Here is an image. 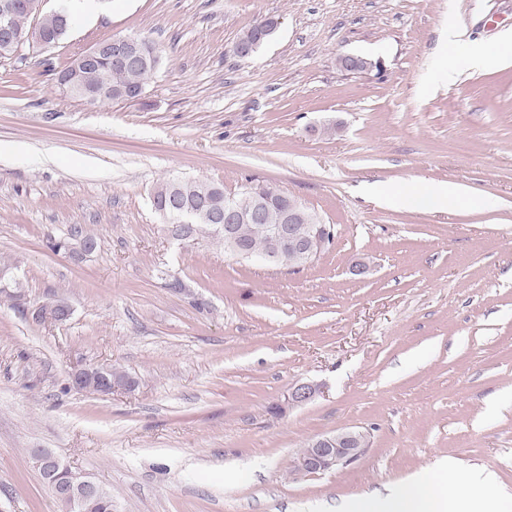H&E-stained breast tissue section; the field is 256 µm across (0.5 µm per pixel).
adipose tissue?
<instances>
[{
    "mask_svg": "<svg viewBox=\"0 0 512 512\" xmlns=\"http://www.w3.org/2000/svg\"><path fill=\"white\" fill-rule=\"evenodd\" d=\"M462 193V188L451 182H413L387 193L385 200L403 207L447 211L456 205ZM459 480L466 485V492L449 494L448 485ZM488 485L489 478L483 472L463 474L445 466L396 484L387 496L369 495L352 500L344 505L343 512H482Z\"/></svg>",
    "mask_w": 512,
    "mask_h": 512,
    "instance_id": "adipose-tissue-1",
    "label": "adipose tissue"
}]
</instances>
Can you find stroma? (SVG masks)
<instances>
[{"instance_id": "obj_1", "label": "stroma", "mask_w": 512, "mask_h": 512, "mask_svg": "<svg viewBox=\"0 0 512 512\" xmlns=\"http://www.w3.org/2000/svg\"><path fill=\"white\" fill-rule=\"evenodd\" d=\"M262 16L275 38L236 57ZM506 34L512 0H93L58 44L0 62V267L22 305L73 307L39 325L0 303V512H62L35 448L112 512H339L448 460L512 498ZM115 35L166 50L143 100L63 92L56 70ZM344 53L385 70L343 73ZM175 177L280 188L333 243L293 270L172 241L149 194ZM413 181L464 194L449 211L374 197ZM77 226L95 251L48 248ZM91 365L137 386L74 389ZM300 382L318 395L279 410ZM351 427L369 438L355 462L294 472L305 442Z\"/></svg>"}]
</instances>
